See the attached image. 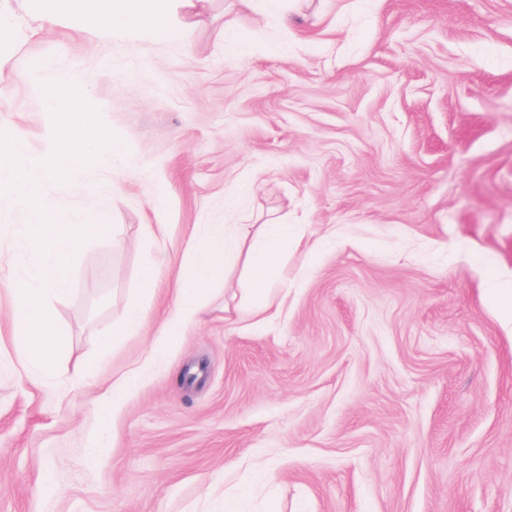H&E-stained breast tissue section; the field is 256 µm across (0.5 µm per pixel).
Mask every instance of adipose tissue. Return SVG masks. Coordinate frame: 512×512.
Masks as SVG:
<instances>
[{
    "mask_svg": "<svg viewBox=\"0 0 512 512\" xmlns=\"http://www.w3.org/2000/svg\"><path fill=\"white\" fill-rule=\"evenodd\" d=\"M41 27L62 26L95 33L109 41L116 36L147 37L153 40H186L185 30L172 21L174 6L203 7L206 0H29ZM143 230L159 247L145 265L138 295L131 298L124 316L98 336L101 351H108L120 340L139 332L143 325L145 302L156 288V271L166 261L161 244L165 227L144 225ZM288 244L284 224H212L195 237L188 258L179 268L173 285L175 310L159 327L158 334L170 340L183 323L202 308L213 287L224 278L226 260L243 263L248 288L238 315L253 324L267 320L275 289L286 286L283 250Z\"/></svg>",
    "mask_w": 512,
    "mask_h": 512,
    "instance_id": "adipose-tissue-1",
    "label": "adipose tissue"
}]
</instances>
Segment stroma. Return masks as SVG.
Returning <instances> with one entry per match:
<instances>
[{
    "instance_id": "obj_1",
    "label": "stroma",
    "mask_w": 512,
    "mask_h": 512,
    "mask_svg": "<svg viewBox=\"0 0 512 512\" xmlns=\"http://www.w3.org/2000/svg\"><path fill=\"white\" fill-rule=\"evenodd\" d=\"M0 124L40 152L44 84L80 74L127 142L89 199L107 215L53 307L61 372L0 358V512H512V0H209L187 42L32 33ZM41 63L32 71L31 63ZM284 224L279 317L243 329L228 265L180 336L149 360L169 286L205 224ZM33 216L0 199L6 283L36 257ZM166 227L144 328L99 352ZM96 376H82L87 364ZM139 371L97 455L96 411Z\"/></svg>"
}]
</instances>
